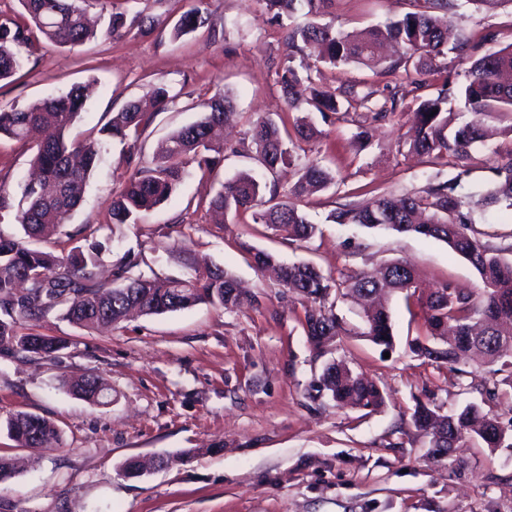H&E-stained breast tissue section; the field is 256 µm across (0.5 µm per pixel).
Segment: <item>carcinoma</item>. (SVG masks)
Here are the masks:
<instances>
[{"label":"carcinoma","instance_id":"obj_1","mask_svg":"<svg viewBox=\"0 0 512 512\" xmlns=\"http://www.w3.org/2000/svg\"><path fill=\"white\" fill-rule=\"evenodd\" d=\"M306 4L309 22L285 32L284 40L295 52L300 44H315L321 59L332 65L358 63L373 70L396 71L413 67L421 76L440 69L448 52H460L464 42L448 47V27L435 15L444 8L443 0H423V9L372 29L359 38L323 23L320 17L330 0H261L265 11L275 18L293 14L297 2ZM22 13L13 21L0 22V81L13 77L24 63L21 48H32L29 37L36 29L50 44L61 47L81 45L96 37L75 0H19ZM207 17L199 10L184 12L174 24V36H183L205 25ZM131 29L127 15L111 13L105 38H117ZM290 65L281 74L280 83L288 105L299 108L301 101L324 114L336 112L337 98L326 96L304 82ZM88 87L74 85L66 93L42 98L27 107L0 109V137L18 142L27 139L33 129L45 133L33 146L31 164L37 178L22 191L25 207L17 214L22 234H0V353L25 354L48 358L62 347V340L47 335L20 334L17 324L36 320L56 308L80 328L93 330L102 325H117L137 311L153 316L189 309L200 303L232 310L248 303V295L239 287L236 276L219 266L191 267L186 278L148 277L134 272L135 260H128L113 273L121 284L110 289L94 283L89 268L96 266L105 245L93 241L84 249L56 255L30 247V241L67 223L83 200L85 188L97 167L101 148L107 139L135 146L154 116L137 101L127 103L99 129L97 139L70 137L71 130L85 110ZM150 98L156 110L174 102L169 86H152ZM464 105L473 112H512V46L477 58L468 71L460 92ZM448 96L441 93L421 101L413 112L408 130L409 149L434 160L460 158L485 139L481 124L467 122L451 125V113L445 108ZM233 106L230 95L202 103L199 120L183 126L162 142L152 164L137 169L123 189L112 198L110 217L114 224H134L140 214L166 201L177 189L187 160L197 162L202 171L211 172L221 161L224 143L219 132L226 111ZM251 141L257 147L261 164L270 172L298 170V178L286 194L279 195V184L266 188L250 173L242 172L224 182L209 199V205L225 212H252L256 224H264L275 234L292 241L312 238L316 225L310 223L296 200L319 192L334 182V176L315 162L299 164L298 145H285L278 126L260 120L251 128ZM498 173L504 174L498 187L484 196L485 205L502 201L512 207V160ZM455 186L439 184L426 195H406L399 199L378 196L365 204L331 212L335 224H356L369 229L415 233L445 242L466 259L481 278L482 287L473 290L439 285L427 295L419 293L415 270L395 261L376 276L363 272L335 278L310 263L283 265L275 255L258 251V268L277 267L287 290L307 299L304 330L316 350L325 342L346 335L336 314L340 301L363 302V325L357 332L376 345L393 347L389 303L400 294L416 299L424 313V339H415L412 351L436 367L446 366L457 378L478 376L479 370L454 367L462 358L476 357L491 366L479 387L481 401L469 402L459 410L443 411L438 405L416 402L411 414L415 429L428 438L431 448H441L447 457H435L433 463L450 470L459 466L456 454L448 453L469 441H480L490 451L512 449V418L504 422L493 405L506 397L512 400V262L469 233L471 219L461 210L454 195ZM504 377H499V374ZM68 390L93 405L111 403L109 388L97 376L65 381ZM317 397L326 396L340 408L374 411L384 403L379 385L355 371L344 360L323 366L316 380ZM10 434L25 448H39L60 439L57 425L31 413H9L0 419ZM169 459L132 457L123 464L128 476L161 465Z\"/></svg>","mask_w":512,"mask_h":512}]
</instances>
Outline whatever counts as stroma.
<instances>
[{
	"label": "stroma",
	"mask_w": 512,
	"mask_h": 512,
	"mask_svg": "<svg viewBox=\"0 0 512 512\" xmlns=\"http://www.w3.org/2000/svg\"><path fill=\"white\" fill-rule=\"evenodd\" d=\"M125 8L132 16L153 17L165 36L134 29L71 49L43 44L26 54L10 83L0 82V107L21 108L94 81L75 126L84 136L105 123L107 113L146 96L152 84L166 83L177 96L155 114L132 160H125L123 144H106L80 208L35 246L64 255L109 240L110 251L92 270L94 281L108 288L114 269L129 256L141 272L161 277L187 276L192 262L220 266L238 277L252 301L233 311L200 303L102 331L79 328L56 310L21 323L19 333L56 336L64 346L44 359L0 355V416L23 411L50 418L61 439L30 449L0 430V455L19 467L0 483V512H512V451L459 449L460 475L435 469L427 459L428 440L411 424L415 403L432 401L450 412L478 395L462 392L447 368L422 363L411 351V341L425 333L422 316H411L403 298L393 297L394 346L387 350L354 335L358 310L341 303L336 312L348 334L317 351L302 325L306 299L252 260L262 250L280 263L308 262L336 277L402 261L427 287L448 282L477 288L476 270L444 242L328 219L345 204L420 194L450 180L470 204L471 232L512 260V209L475 203L497 182L496 169L512 152V112L479 115L450 100L457 121H479L489 132L459 159L435 162L404 143L409 115L422 99L437 97L447 84L461 88L471 59L512 44V5L458 0L449 21L467 41L469 56H448L447 70L427 76L417 91L401 71L333 66L302 53L326 94L351 88L373 92L377 103L397 97L395 114L384 118L354 101L325 116L305 105L289 108L279 84L288 65L284 33L304 25L305 13L275 20L261 0H127ZM192 8L207 25L171 39L168 29ZM416 9L415 0H332L324 19L359 31ZM226 93L234 98L224 130L230 149L212 178L202 181L196 162H188L168 201L138 223L113 225L112 197L134 168L151 164L162 141L195 121L201 102ZM299 116L310 117L315 127L302 145L303 160L319 161L335 177L329 189L299 202L318 227L315 236L289 241L250 214L214 215L209 194L239 173L254 172L264 184L291 183V176L263 168L248 131L262 119L290 126ZM362 130L368 133L363 142L356 138ZM30 159L27 145L0 140V181L12 200L0 211L2 235L21 233L16 215ZM335 359L377 382L384 395L379 409L309 399L313 378ZM87 375L111 388V404H89L64 388V381ZM399 429L404 445L397 448ZM155 455L169 457V466L137 478L123 474L127 458Z\"/></svg>",
	"instance_id": "stroma-1"
}]
</instances>
